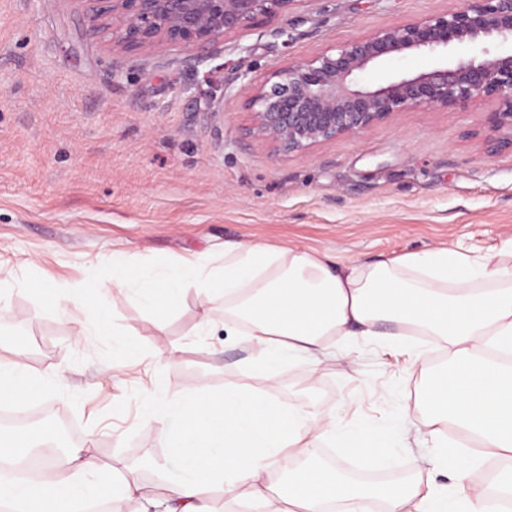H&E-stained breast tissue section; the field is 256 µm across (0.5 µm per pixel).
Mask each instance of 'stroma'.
Listing matches in <instances>:
<instances>
[{
  "mask_svg": "<svg viewBox=\"0 0 512 512\" xmlns=\"http://www.w3.org/2000/svg\"><path fill=\"white\" fill-rule=\"evenodd\" d=\"M464 0H298L289 12L226 37L214 56L174 49L111 50L77 0H0V281L13 285L0 312V356L53 381L13 418L56 427L61 445L86 444L109 470L135 469L147 486L175 485L157 396L219 392L225 383L317 404L327 430L421 426L423 370L446 352L424 339L419 366L386 342L389 323L355 346L329 339L337 359L281 366L274 378L223 311L204 316L189 289L161 320L134 293L116 301L114 336L87 326L80 303L45 308L22 285L77 288L102 281L113 254L159 273L184 260L221 269L226 242H259L375 265L445 247L497 254L512 272V148L489 149L488 101L468 109L397 112L298 156L272 155L248 137L257 84L293 61L437 12ZM290 39L282 41L279 32ZM454 44L408 52L362 73L372 84L478 55ZM129 347L118 353L113 337ZM434 453L412 444L384 468L391 483L421 479L452 489Z\"/></svg>",
  "mask_w": 512,
  "mask_h": 512,
  "instance_id": "35a3bbf8",
  "label": "stroma"
}]
</instances>
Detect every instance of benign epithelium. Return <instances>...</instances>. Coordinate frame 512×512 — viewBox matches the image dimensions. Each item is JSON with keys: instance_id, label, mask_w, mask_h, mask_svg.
<instances>
[{"instance_id": "7a95c632", "label": "benign epithelium", "mask_w": 512, "mask_h": 512, "mask_svg": "<svg viewBox=\"0 0 512 512\" xmlns=\"http://www.w3.org/2000/svg\"><path fill=\"white\" fill-rule=\"evenodd\" d=\"M86 11L90 30L110 34L125 53L208 47L287 12L297 0H105ZM512 42V0H465L460 10L378 30L337 49L272 73L248 104L249 136L275 156L304 155L344 135L368 129L394 112L420 107L466 108L493 103L486 113L489 147L512 146V52L485 47L482 57L367 85L373 63L412 50L452 43Z\"/></svg>"}]
</instances>
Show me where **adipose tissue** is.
Returning <instances> with one entry per match:
<instances>
[{
  "label": "adipose tissue",
  "mask_w": 512,
  "mask_h": 512,
  "mask_svg": "<svg viewBox=\"0 0 512 512\" xmlns=\"http://www.w3.org/2000/svg\"><path fill=\"white\" fill-rule=\"evenodd\" d=\"M131 286L158 316L191 286L209 303L223 295L225 322L239 329L255 362L271 374L301 357L326 361L333 356L328 337L355 341L381 320L400 324L390 340L413 366L422 353L406 341L403 328L437 338L448 362L428 377L417 403L428 414L426 437L465 486L452 500L422 492L417 480L364 487L347 482L334 462L312 459L289 471L284 497L266 494L257 480L282 449L307 447L308 434L320 426V411L314 405L287 406L228 382L219 396L203 391L149 404L158 422H178L164 435L169 454L183 462L184 477L176 486L148 488L134 472L107 473L91 449L72 447L52 459V480L19 484L0 478V505L9 512H77L117 491L137 499L139 512H222L209 495L214 488L231 500L252 501L255 512H371L375 498L383 500L385 512H488L490 491H512V467L498 472L488 488L467 481L480 457L512 460V364L483 357L487 351L512 355V281L495 255L468 258L438 248L365 266L298 248L234 243L225 245L216 279L190 261L150 274L116 255L95 287L44 288L33 282L28 290L54 307L78 297L89 307V325L105 336L115 293ZM448 424L463 440L476 442L481 455L449 445L442 433ZM333 442L358 449L371 464L384 463L394 448L391 434L361 429Z\"/></svg>",
  "instance_id": "adipose-tissue-1"
}]
</instances>
